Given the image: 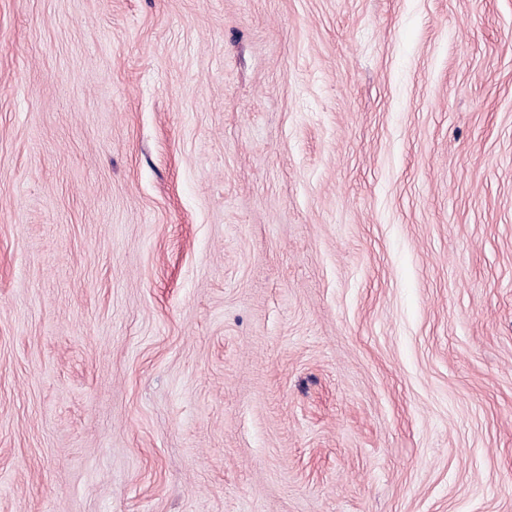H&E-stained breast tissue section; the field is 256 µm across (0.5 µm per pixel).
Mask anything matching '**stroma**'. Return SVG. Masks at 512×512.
<instances>
[{
	"label": "stroma",
	"instance_id": "35a3bbf8",
	"mask_svg": "<svg viewBox=\"0 0 512 512\" xmlns=\"http://www.w3.org/2000/svg\"><path fill=\"white\" fill-rule=\"evenodd\" d=\"M0 512H512V0H0Z\"/></svg>",
	"mask_w": 512,
	"mask_h": 512
}]
</instances>
